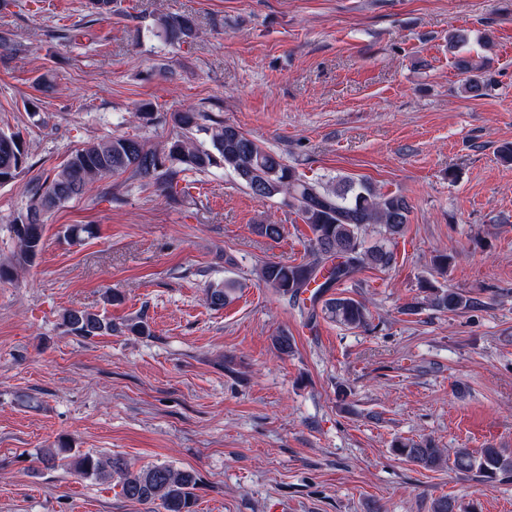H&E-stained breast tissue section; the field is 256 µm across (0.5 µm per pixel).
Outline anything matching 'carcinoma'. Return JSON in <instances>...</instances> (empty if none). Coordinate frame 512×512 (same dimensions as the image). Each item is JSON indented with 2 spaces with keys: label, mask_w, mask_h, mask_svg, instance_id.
Wrapping results in <instances>:
<instances>
[{
  "label": "carcinoma",
  "mask_w": 512,
  "mask_h": 512,
  "mask_svg": "<svg viewBox=\"0 0 512 512\" xmlns=\"http://www.w3.org/2000/svg\"><path fill=\"white\" fill-rule=\"evenodd\" d=\"M194 16L166 15L159 19L157 34L176 47L200 36ZM463 76V88L472 97H481L486 81L466 57L454 62ZM207 115L188 109L170 115L176 133L163 151L145 146L135 137L114 134L87 143L71 153L68 160L31 190L29 203L14 224L19 252L18 263H27L44 246L43 226L62 203L83 193L98 180L129 172L142 181L170 187L186 172L208 173L221 167L257 199L283 198L308 227L307 255L299 263L271 261L262 265L260 280L288 303L303 311L306 302L320 300L329 289L358 281L365 269H389L396 262L397 238L405 232L411 213L408 198L399 193H384L367 181L341 179L337 184L306 179L296 167L285 162L277 152L233 125L212 121ZM204 132L201 142L195 134ZM26 155L18 135L0 131V185L19 174ZM235 289L217 285L207 291V301L222 308L233 300ZM474 301L454 288L433 284L425 296L404 304L406 315H416L429 308L444 314L462 313ZM322 313L342 327L354 330L369 326L370 312L364 302L342 293L323 301ZM66 332L90 340L110 335L117 327L106 316L81 309H68L62 315ZM272 345L281 355L294 351V338L283 330L272 337ZM393 452L428 470H438L447 463L460 474L479 483L512 481V456L500 448L487 447L478 453L465 448L448 454L426 437L397 440ZM49 466L69 467L85 477L117 479L121 495L137 503L160 502L164 512H195L197 477L169 463L133 470L121 457H99L72 451L63 442L44 454Z\"/></svg>",
  "instance_id": "cac0c4a2"
}]
</instances>
